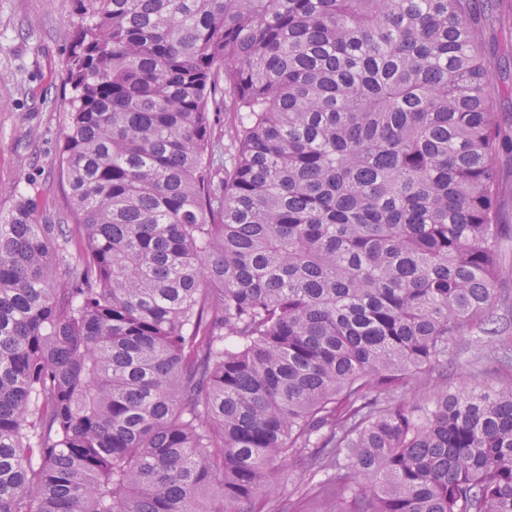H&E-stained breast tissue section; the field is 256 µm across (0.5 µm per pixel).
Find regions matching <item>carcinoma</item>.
<instances>
[{"label": "carcinoma", "mask_w": 512, "mask_h": 512, "mask_svg": "<svg viewBox=\"0 0 512 512\" xmlns=\"http://www.w3.org/2000/svg\"><path fill=\"white\" fill-rule=\"evenodd\" d=\"M72 2L75 223L0 218V512H255L288 455L512 512V381L424 383L504 301L473 0ZM237 122L236 114L233 112H224V109H221L220 112H215L212 117V133L211 140L215 145L221 146L223 148V159H224V143L227 144V137L224 136L225 131L229 129V127L233 126Z\"/></svg>", "instance_id": "1"}]
</instances>
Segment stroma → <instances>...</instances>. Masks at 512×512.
I'll list each match as a JSON object with an SVG mask.
<instances>
[{"label": "stroma", "instance_id": "35a3bbf8", "mask_svg": "<svg viewBox=\"0 0 512 512\" xmlns=\"http://www.w3.org/2000/svg\"><path fill=\"white\" fill-rule=\"evenodd\" d=\"M491 6L483 18L482 46L494 66L496 106L506 142L498 151L496 173L502 187L500 238L506 264H512V0H479ZM78 18L71 0H0V215L8 216L20 196L35 197L41 224L71 223L72 200L62 168L73 91L66 82L70 33ZM493 325L476 324L460 336L448 386L479 382L498 387L505 375L494 366L475 371L476 359L512 341V308L499 307ZM343 500L325 497L303 482L294 458L283 461L277 485L256 502L257 512H344Z\"/></svg>", "mask_w": 512, "mask_h": 512}]
</instances>
